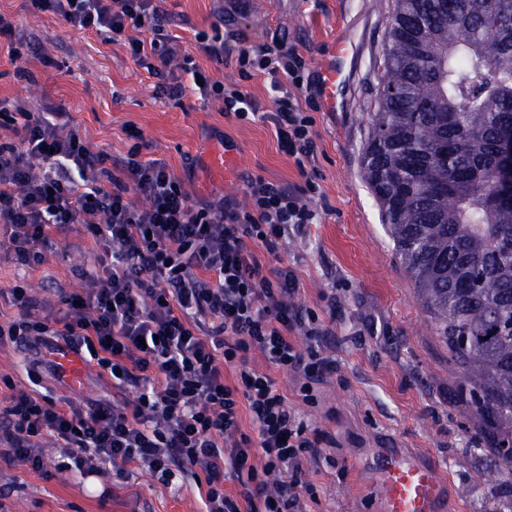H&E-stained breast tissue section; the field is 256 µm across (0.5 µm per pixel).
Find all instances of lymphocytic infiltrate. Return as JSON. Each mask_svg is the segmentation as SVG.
<instances>
[{"mask_svg": "<svg viewBox=\"0 0 512 512\" xmlns=\"http://www.w3.org/2000/svg\"><path fill=\"white\" fill-rule=\"evenodd\" d=\"M30 2L73 29L124 43L169 100H182L183 75L200 76L199 91L222 101L225 114L263 116L297 166L312 157L314 120L295 93L304 67L296 52L239 50L240 76H270L276 92L273 111L261 114L241 86L201 77L192 56L178 54L160 0ZM0 120L14 134L0 144V244L12 261L46 263L50 230L72 224L103 250L101 272L82 294L61 297L60 316L39 315L25 286L0 289L18 310L0 323V346L60 341L138 392L110 408L67 410L30 373L31 388L0 408V460L43 470L51 437L82 473L136 464L165 481L177 472L204 481V512H290L313 495L304 463L324 436L289 405L275 375L299 374L302 401H313L326 370L316 348L322 330L295 302L294 272L262 258L278 256L288 234L307 232L316 211L261 177L248 181L242 203L191 199L165 162L142 159L145 141L111 160L59 107L31 112L0 101ZM256 352L268 370L254 366ZM228 480L236 493L226 491Z\"/></svg>", "mask_w": 512, "mask_h": 512, "instance_id": "f902f5d3", "label": "lymphocytic infiltrate"}]
</instances>
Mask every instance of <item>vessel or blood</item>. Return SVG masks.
I'll use <instances>...</instances> for the list:
<instances>
[{
  "mask_svg": "<svg viewBox=\"0 0 512 512\" xmlns=\"http://www.w3.org/2000/svg\"><path fill=\"white\" fill-rule=\"evenodd\" d=\"M347 37L334 40L319 64V101L322 111L339 107L342 89L341 64L348 53ZM60 365L71 382L82 379L86 362L70 351L59 354ZM377 493L378 512H444L445 484L432 464L407 448L380 449L368 463Z\"/></svg>",
  "mask_w": 512,
  "mask_h": 512,
  "instance_id": "vessel-or-blood-1",
  "label": "vessel or blood"
}]
</instances>
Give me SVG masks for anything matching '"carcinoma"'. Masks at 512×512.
I'll list each match as a JSON object with an SVG mask.
<instances>
[{"label": "carcinoma", "instance_id": "1", "mask_svg": "<svg viewBox=\"0 0 512 512\" xmlns=\"http://www.w3.org/2000/svg\"><path fill=\"white\" fill-rule=\"evenodd\" d=\"M363 175L396 257L475 398L512 446V0H394ZM499 170L497 172V183L501 196L511 197L512 195V134H508L503 141L499 157Z\"/></svg>", "mask_w": 512, "mask_h": 512}]
</instances>
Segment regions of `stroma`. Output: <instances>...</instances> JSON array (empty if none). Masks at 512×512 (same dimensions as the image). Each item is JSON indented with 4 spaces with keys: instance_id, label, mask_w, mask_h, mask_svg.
<instances>
[{
    "instance_id": "stroma-1",
    "label": "stroma",
    "mask_w": 512,
    "mask_h": 512,
    "mask_svg": "<svg viewBox=\"0 0 512 512\" xmlns=\"http://www.w3.org/2000/svg\"><path fill=\"white\" fill-rule=\"evenodd\" d=\"M168 33L211 80L241 84L259 111H272L275 93L266 75L241 79L234 60L243 48L279 42L305 63L300 102H314L317 224L307 236L289 237L280 252L299 281L296 302L315 314L324 330L321 354L328 363L315 403L301 400L292 375L277 373L288 402L325 435L305 463L315 496L301 512H377L370 478L361 467L378 448H408L433 462L450 490L447 512H512V482L499 471L497 429L475 415L461 367L434 330L430 314L394 254L372 192L362 175V153L371 136V114L384 72L391 0H165ZM22 41L52 58L44 66L31 52L13 59L0 36V100L41 111L53 103L71 112L92 150L125 157L140 130L142 156L164 161L192 197H242L248 178L300 188L292 157L280 151L273 126L224 113L221 101L187 89L181 102L156 95L155 81L126 47L96 33L71 30L56 15L36 12L28 0H0ZM220 35L224 59L199 50L195 32ZM352 44L337 112L318 109V65L338 35ZM29 71L30 80L17 77ZM230 149L228 176L213 173L212 154ZM44 265H15L0 251V289L22 282L46 314H56L61 294L81 292L99 271L101 250L82 225L53 233ZM44 347L0 349V406L12 390L29 389L37 370L54 398L84 408L134 399L135 389L113 387L98 371L78 385L39 362ZM44 472L23 465L0 468L6 512H202L197 484L180 477L163 482L146 467L104 466L93 478L68 470L64 449L46 439Z\"/></svg>"
}]
</instances>
